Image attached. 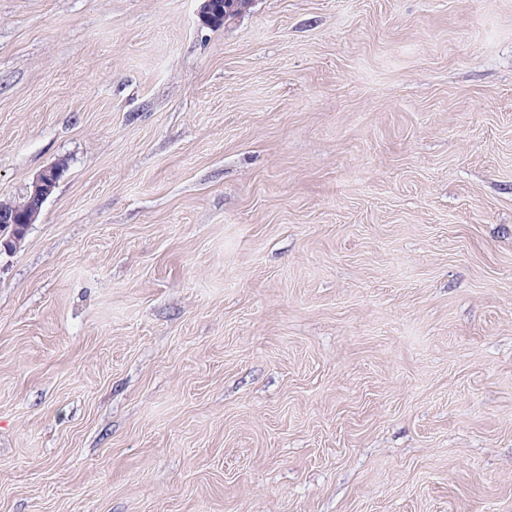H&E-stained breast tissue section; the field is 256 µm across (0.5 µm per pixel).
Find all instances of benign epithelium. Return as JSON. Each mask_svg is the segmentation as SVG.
Returning a JSON list of instances; mask_svg holds the SVG:
<instances>
[{
  "instance_id": "obj_1",
  "label": "benign epithelium",
  "mask_w": 512,
  "mask_h": 512,
  "mask_svg": "<svg viewBox=\"0 0 512 512\" xmlns=\"http://www.w3.org/2000/svg\"><path fill=\"white\" fill-rule=\"evenodd\" d=\"M61 176V167L51 165L43 169L26 188L24 203L19 207L0 208V224L10 228L9 236L0 241V254L17 247L40 212L46 198L53 192Z\"/></svg>"
}]
</instances>
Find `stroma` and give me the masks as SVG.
<instances>
[{"instance_id": "1", "label": "stroma", "mask_w": 512, "mask_h": 512, "mask_svg": "<svg viewBox=\"0 0 512 512\" xmlns=\"http://www.w3.org/2000/svg\"><path fill=\"white\" fill-rule=\"evenodd\" d=\"M0 0V512H512V0ZM60 165H51L43 169L26 188L24 203L19 207L0 208V224L10 228L9 236L4 241L0 238L1 253H11L21 241L31 224H34L41 206L53 192L61 176Z\"/></svg>"}]
</instances>
